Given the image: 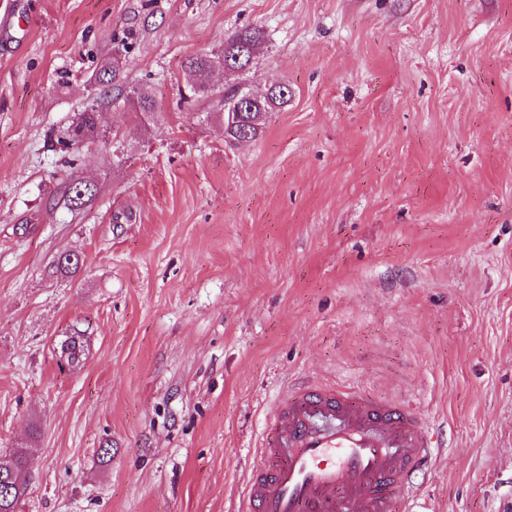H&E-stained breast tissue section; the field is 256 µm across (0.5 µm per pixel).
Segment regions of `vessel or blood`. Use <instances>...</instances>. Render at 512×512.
<instances>
[{
  "instance_id": "vessel-or-blood-1",
  "label": "vessel or blood",
  "mask_w": 512,
  "mask_h": 512,
  "mask_svg": "<svg viewBox=\"0 0 512 512\" xmlns=\"http://www.w3.org/2000/svg\"><path fill=\"white\" fill-rule=\"evenodd\" d=\"M245 512H419L431 435L409 404L302 384L270 413Z\"/></svg>"
}]
</instances>
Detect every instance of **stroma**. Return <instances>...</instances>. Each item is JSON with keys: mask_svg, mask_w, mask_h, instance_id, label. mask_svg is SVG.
Here are the masks:
<instances>
[{"mask_svg": "<svg viewBox=\"0 0 512 512\" xmlns=\"http://www.w3.org/2000/svg\"><path fill=\"white\" fill-rule=\"evenodd\" d=\"M260 29L228 145L183 64ZM155 103L95 100L104 60ZM95 107L66 164L57 138ZM96 184L70 210L72 181ZM64 251L85 259L51 276ZM84 336L79 364L60 352ZM410 400L432 512H512V0H0V462L17 512H239L276 396ZM284 92L287 93V97H283ZM290 93L288 86H282L277 93L266 92L261 94L259 97H255V102L252 103V107L244 112L243 119L245 125L249 126L251 132V138L256 139L262 128V121L268 112L284 106L288 103V94ZM79 187L80 184H77L76 181H73L65 191V203H67L71 210H79L87 206L95 199L97 195V188L94 186L89 187L88 185H84L77 190ZM81 192H83V195ZM72 197H76L77 200L74 201ZM28 460L23 452L8 464L0 465V512H17L19 500L27 489Z\"/></svg>", "mask_w": 512, "mask_h": 512, "instance_id": "obj_1", "label": "stroma"}]
</instances>
